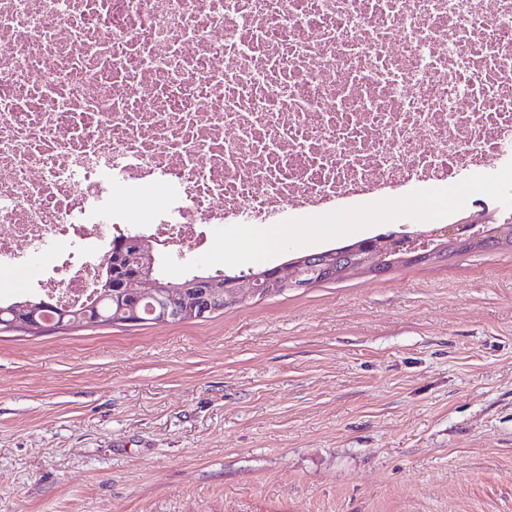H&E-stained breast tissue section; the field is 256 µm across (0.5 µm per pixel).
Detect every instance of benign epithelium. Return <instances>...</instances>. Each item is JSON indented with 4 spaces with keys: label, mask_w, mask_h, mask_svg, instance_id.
Instances as JSON below:
<instances>
[{
    "label": "benign epithelium",
    "mask_w": 512,
    "mask_h": 512,
    "mask_svg": "<svg viewBox=\"0 0 512 512\" xmlns=\"http://www.w3.org/2000/svg\"><path fill=\"white\" fill-rule=\"evenodd\" d=\"M493 241L491 233L487 231L485 222H471L466 224H450L432 233H418L409 240H400L396 237L380 241L368 242L363 245L366 253L385 251L391 249L400 254L399 260L403 263L426 262L446 251L462 252L488 247ZM168 241H139L137 264L138 268L121 282L111 280L99 284L103 288L100 299H112L117 305L116 316H123L129 323H138L141 316L138 305L145 298L155 302L152 316L157 323H166L178 312L193 313L201 317L224 309V299L236 298L246 300L268 293L271 286L283 290L290 288H308L316 283L339 280L354 272L378 273L385 267L384 262L377 258H366L362 261L346 259L342 252H333L329 255L318 254L310 257V262L317 267V280H304L300 277L298 268L292 263H284L274 269L272 275L261 280L255 277H220L197 278L184 285L171 282L165 283L153 278L151 266L155 260L157 247H167ZM99 303L84 307L74 312L68 308H61L53 303V298L41 299L28 304L22 312L8 311L12 319L8 321L11 326H27L36 324V315L40 311H54L61 324L74 326L90 320L110 321L112 314L101 313Z\"/></svg>",
    "instance_id": "7a95c632"
}]
</instances>
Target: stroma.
Returning a JSON list of instances; mask_svg holds the SVG:
<instances>
[{
    "instance_id": "35a3bbf8",
    "label": "stroma",
    "mask_w": 512,
    "mask_h": 512,
    "mask_svg": "<svg viewBox=\"0 0 512 512\" xmlns=\"http://www.w3.org/2000/svg\"><path fill=\"white\" fill-rule=\"evenodd\" d=\"M274 254L237 224L160 277L237 275L388 231L398 191ZM0 512H512V248L259 296L208 318L0 331Z\"/></svg>"
}]
</instances>
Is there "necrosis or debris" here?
Here are the masks:
<instances>
[{
  "label": "necrosis or debris",
  "instance_id": "1",
  "mask_svg": "<svg viewBox=\"0 0 512 512\" xmlns=\"http://www.w3.org/2000/svg\"><path fill=\"white\" fill-rule=\"evenodd\" d=\"M512 0H0V271L82 304L137 223L512 192ZM155 195L136 218L114 193Z\"/></svg>",
  "mask_w": 512,
  "mask_h": 512
}]
</instances>
